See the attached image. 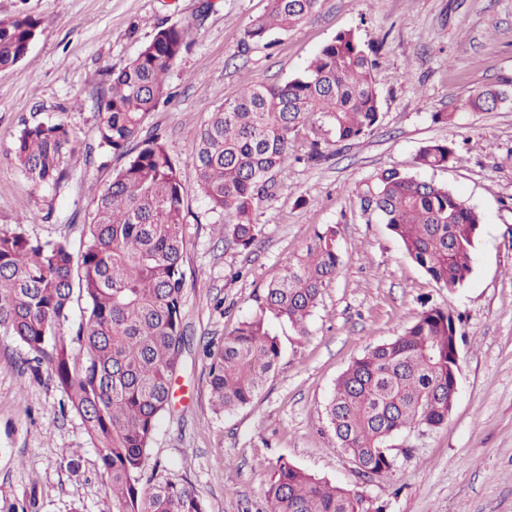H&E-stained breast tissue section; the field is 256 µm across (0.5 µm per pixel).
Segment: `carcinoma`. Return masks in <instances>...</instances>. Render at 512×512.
I'll return each instance as SVG.
<instances>
[{"label": "carcinoma", "mask_w": 512, "mask_h": 512, "mask_svg": "<svg viewBox=\"0 0 512 512\" xmlns=\"http://www.w3.org/2000/svg\"><path fill=\"white\" fill-rule=\"evenodd\" d=\"M319 0H269L266 14L243 32L242 43L269 45L309 18ZM39 21L0 19V68L22 62ZM190 46V28L158 27L152 40L112 73L96 102L98 146L128 157L94 198L79 255L66 241H41L23 223L0 229V331L16 337L38 371L48 365L67 408L97 448L112 490V512H203L194 487L152 469L144 477L157 423L170 400L173 373L187 344L182 324L186 241L180 171L166 143L144 132V122L167 99L165 77ZM375 49L353 31L338 33L293 79L252 85L218 105L200 127L193 158L196 185L217 218L224 244L255 247L262 235L258 209L274 176L288 168L297 132L310 126L335 142L364 138L378 125ZM504 92L483 88L466 104L491 112ZM72 150L61 123L25 126L13 153L37 187L56 186ZM455 155L452 141L420 147L419 168H442ZM409 258L439 288L462 287L473 271L482 215L442 184L386 169L359 192ZM339 229L327 224L306 250L256 296L255 312L239 321L210 359L214 413L249 405L275 369L282 347L273 317L299 336L324 288L342 264ZM86 299L74 351L62 328L74 296ZM458 326L452 312L429 308L403 334L370 348L336 380L326 407L337 447L359 478L389 475L396 466L390 441L415 428L448 420L457 392L454 354ZM264 512H383L366 506L362 488L332 485L283 463L265 491Z\"/></svg>", "instance_id": "1"}]
</instances>
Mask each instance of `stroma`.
Listing matches in <instances>:
<instances>
[{"instance_id": "stroma-1", "label": "stroma", "mask_w": 512, "mask_h": 512, "mask_svg": "<svg viewBox=\"0 0 512 512\" xmlns=\"http://www.w3.org/2000/svg\"><path fill=\"white\" fill-rule=\"evenodd\" d=\"M0 0V19L26 14L39 33L27 58L0 69V228L28 216L26 233L79 250L94 197L123 157L101 151L95 101L158 26L191 29L188 51L166 76L168 104L145 127L160 133L187 189L183 326L189 343L171 384L149 462L189 481L204 512H260L263 491L287 462L333 484L362 485L384 512H512V0H319L309 19L268 48H244V28L268 0ZM380 45L374 71L381 117L365 138L338 144L313 167L298 135L294 158L260 204L251 251L225 249L196 188L200 124L250 84L299 74L337 33ZM497 86L508 98L474 112L468 96ZM455 113L454 123L433 113ZM64 123L73 150L59 186L38 188L12 145L23 125ZM455 141L447 167L420 177L448 185L482 215L473 271L455 291L431 283L385 225L364 215L357 192L382 170L410 171L429 142ZM337 225L342 266L296 335L279 322L275 371L253 402L216 416L204 341H222L250 315L254 296L301 254L315 230ZM458 318V390L445 425L395 438L388 478L363 482L336 448L326 406L337 378L366 351L399 336L424 307ZM28 353L0 332V512L37 491L40 512H112L98 450L79 416L61 414L49 370L25 371Z\"/></svg>"}]
</instances>
